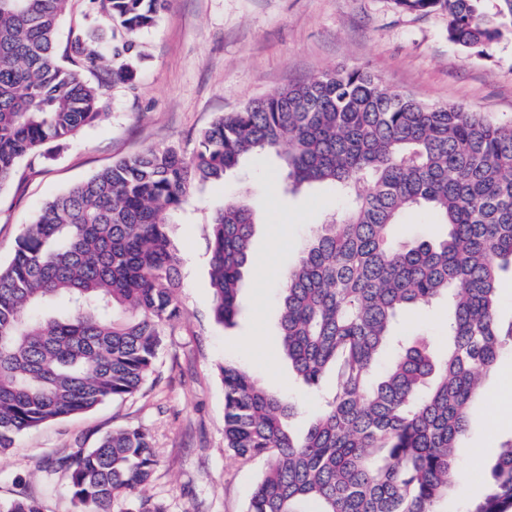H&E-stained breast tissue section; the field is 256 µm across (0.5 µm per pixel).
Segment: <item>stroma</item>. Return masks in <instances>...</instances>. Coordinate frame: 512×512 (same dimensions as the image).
I'll return each mask as SVG.
<instances>
[{
	"instance_id": "1",
	"label": "stroma",
	"mask_w": 512,
	"mask_h": 512,
	"mask_svg": "<svg viewBox=\"0 0 512 512\" xmlns=\"http://www.w3.org/2000/svg\"><path fill=\"white\" fill-rule=\"evenodd\" d=\"M76 33L111 53V28L97 0H70L59 19L60 53L69 52ZM136 42L135 77L107 87L101 120L69 142L47 145L45 157L22 161L0 189V264L10 260L42 204L73 184L151 147L193 154L200 130L219 114L340 66L368 69L390 89L423 102L459 105L512 125V33H504L490 57H480L449 42L444 13H408L394 0H171ZM243 169L194 189L169 217L181 257L182 316L166 328L141 390L22 434L0 456V499L22 485L40 499L42 512H75L66 475L46 468L47 456L138 427L159 459L145 497L165 512H245L264 464L224 446V363L299 399L303 424L331 396L332 378L320 392H308L279 352L277 287L315 225L345 202L329 185L292 193L282 180L254 174L251 163ZM236 196L260 201L262 220L244 273L241 312L226 327L211 315L207 238L215 212ZM485 390L457 450L464 477L448 512L482 493L481 471L512 438V410L488 398L493 391L512 393V356L499 361Z\"/></svg>"
}]
</instances>
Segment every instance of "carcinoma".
<instances>
[{
	"label": "carcinoma",
	"instance_id": "carcinoma-1",
	"mask_svg": "<svg viewBox=\"0 0 512 512\" xmlns=\"http://www.w3.org/2000/svg\"><path fill=\"white\" fill-rule=\"evenodd\" d=\"M169 0H99L130 54ZM442 11L448 41L487 57L512 26V0H395ZM68 0H0V189L19 161L76 136L102 116L103 88L133 79L74 36V62L102 63L97 83L62 65L56 36ZM276 155L286 188L326 183L349 207L316 225L278 288L279 348L311 390L335 392L304 432L300 404L233 363L222 368L225 448L264 461L245 512H442L459 474L457 448L473 401L505 353L498 318L512 275V127L460 107L393 92L363 68H340L222 114L188 157L173 147L122 159L42 207L0 265V454L49 422L137 392L154 370L164 327L181 317V258L167 215L192 190L249 159ZM434 217L431 237L401 245L409 211ZM261 213L228 199L210 224L213 318L230 325ZM448 302L447 346L415 334L376 372L405 314ZM78 512H164L141 496L158 460L139 428L93 448L61 451ZM459 512H512V438ZM0 512H42L21 488Z\"/></svg>",
	"mask_w": 512,
	"mask_h": 512
}]
</instances>
